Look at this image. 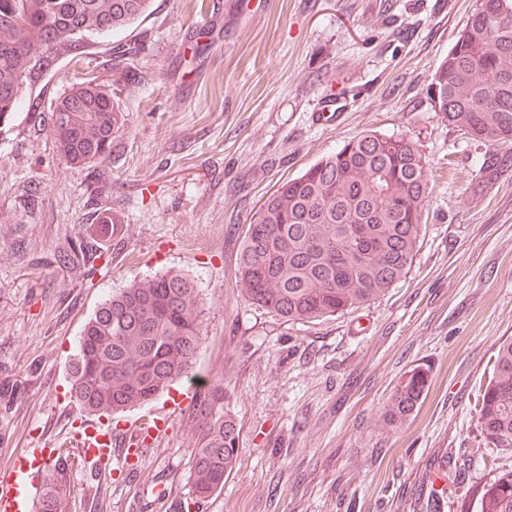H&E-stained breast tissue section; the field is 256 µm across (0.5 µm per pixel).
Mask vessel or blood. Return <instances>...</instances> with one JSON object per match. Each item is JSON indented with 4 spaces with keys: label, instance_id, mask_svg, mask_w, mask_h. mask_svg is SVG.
<instances>
[{
    "label": "vessel or blood",
    "instance_id": "1",
    "mask_svg": "<svg viewBox=\"0 0 512 512\" xmlns=\"http://www.w3.org/2000/svg\"><path fill=\"white\" fill-rule=\"evenodd\" d=\"M164 432V427L155 423L139 427L124 440L113 435L110 427L90 421L79 430L83 439L81 451L86 460L102 466L111 461L117 448H125L130 454L142 453L154 446ZM45 465L46 451L42 448L31 449L15 460L11 467L13 482L0 491V512H27L29 487Z\"/></svg>",
    "mask_w": 512,
    "mask_h": 512
}]
</instances>
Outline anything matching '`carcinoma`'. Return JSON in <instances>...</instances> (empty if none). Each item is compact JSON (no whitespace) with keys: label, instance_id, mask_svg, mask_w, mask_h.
<instances>
[{"label":"carcinoma","instance_id":"carcinoma-1","mask_svg":"<svg viewBox=\"0 0 512 512\" xmlns=\"http://www.w3.org/2000/svg\"><path fill=\"white\" fill-rule=\"evenodd\" d=\"M152 0H0V121L9 123L23 89L60 58L84 47L75 28L97 35L127 28ZM438 112L448 124L492 146L512 145V0H480L432 76ZM85 111L72 112L74 102ZM48 133L65 161L90 169L107 159L125 118L120 103L84 83L55 101ZM426 157L403 136L367 132L297 177L282 182L252 213L237 258L244 299L289 320L317 321L357 310L385 295L412 266L429 204ZM81 245L60 256L73 268ZM193 283L168 271L133 279L87 319L71 366V399L81 415H118L146 404L189 376L202 344ZM428 382L409 370L381 412L402 427ZM193 450L195 501L224 485L238 457L239 431L215 387L202 397ZM487 443L512 449V340L500 344L478 413ZM67 457L46 474L37 512H58ZM477 512H512V471L477 496Z\"/></svg>","mask_w":512,"mask_h":512}]
</instances>
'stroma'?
Here are the masks:
<instances>
[{
	"label": "stroma",
	"mask_w": 512,
	"mask_h": 512,
	"mask_svg": "<svg viewBox=\"0 0 512 512\" xmlns=\"http://www.w3.org/2000/svg\"><path fill=\"white\" fill-rule=\"evenodd\" d=\"M478 0H153L26 89L0 128V484L30 448L68 457L63 512H456L512 470L486 447L477 397L512 337V146L448 125L429 92ZM110 84L125 123L108 160L70 167L47 133L73 83ZM341 99L337 120L319 108ZM416 141L430 202L410 272L370 306L314 322L251 305L236 257L259 200L365 132ZM500 162L482 168L485 154ZM118 221V235L98 215ZM94 242L92 267L59 254ZM178 271L202 303L193 370L224 388L239 454L191 507L201 433L177 385L113 417L166 434L134 461L83 460L69 424L84 322L135 278ZM429 371L397 430L379 415L404 375Z\"/></svg>",
	"instance_id": "stroma-1"
}]
</instances>
